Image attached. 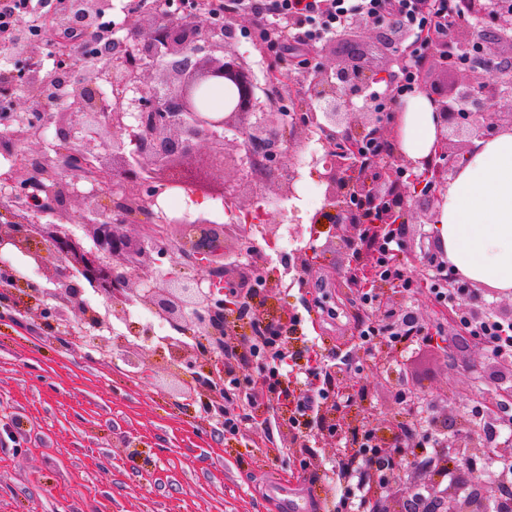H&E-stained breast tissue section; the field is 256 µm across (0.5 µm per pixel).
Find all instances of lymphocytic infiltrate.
<instances>
[{
    "label": "lymphocytic infiltrate",
    "mask_w": 512,
    "mask_h": 512,
    "mask_svg": "<svg viewBox=\"0 0 512 512\" xmlns=\"http://www.w3.org/2000/svg\"><path fill=\"white\" fill-rule=\"evenodd\" d=\"M458 0H265L257 5L256 0H206V8L214 19H223L225 13L261 12L268 23L294 17L299 26L289 41H273L271 48L278 57L291 54L294 46L307 42L319 43L328 36L361 18L382 21L396 17L413 39L405 48V60L399 69V81L393 98L377 97L380 111H390L393 100L415 92L418 84L420 65L429 49L435 43L444 41L456 22ZM33 0H0V46L10 43L15 30L21 23H28L33 36H40L41 23L33 10ZM246 351L255 360L257 371L264 379L263 389L242 388L239 380H229L225 398H232L234 390H243L251 407L250 413L239 414L232 406L224 408V430L238 431L247 420H256L257 409L265 402L287 398L288 392L281 386L280 375L286 364L288 349L272 328H255L247 337ZM414 439H406L403 446L383 451L374 444L371 433H364L356 440V448L341 469L356 478L358 488L369 486L373 477L383 475L396 465L397 458L413 453Z\"/></svg>",
    "instance_id": "obj_1"
}]
</instances>
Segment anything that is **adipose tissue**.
Masks as SVG:
<instances>
[{
    "mask_svg": "<svg viewBox=\"0 0 512 512\" xmlns=\"http://www.w3.org/2000/svg\"><path fill=\"white\" fill-rule=\"evenodd\" d=\"M436 132L431 100L419 92L406 98L403 153L413 160L429 157ZM434 230L456 274L512 294V131L474 140L468 161L448 185Z\"/></svg>",
    "mask_w": 512,
    "mask_h": 512,
    "instance_id": "adipose-tissue-1",
    "label": "adipose tissue"
}]
</instances>
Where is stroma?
<instances>
[{"label":"stroma","instance_id":"35a3bbf8","mask_svg":"<svg viewBox=\"0 0 512 512\" xmlns=\"http://www.w3.org/2000/svg\"><path fill=\"white\" fill-rule=\"evenodd\" d=\"M258 21L240 16L231 47L261 85L274 54L257 35ZM322 153L315 138L297 130L287 159L302 155L306 162L298 168L295 197H283L280 174L264 180L259 195L267 217L286 230L272 250L260 228L250 237L264 253L262 273L280 285L259 289L252 322L233 330L251 334L253 322L288 310L294 320L284 337L288 365L281 380L296 396L310 394L306 358L319 354L345 399L335 432L316 425L313 410L312 427L286 426L274 401L263 413L265 425L229 435L222 415L204 413L192 393L174 391L166 373L129 375L123 336L134 331L144 338L142 356L152 364L159 359L155 337L173 333L148 307H132L127 321L112 320L104 342L47 332L34 313L22 310L0 317V421L13 426L12 434L0 436V512H336L340 499L356 491L355 481L339 471L353 421L367 415L405 423L433 419L444 434L458 415L476 418L473 387L512 382V372L496 370L490 347L467 339L453 342L452 357L434 350L418 382L401 366L402 348L362 343L360 325L382 315L358 297H343L337 286L343 229L308 163ZM311 241L319 253L304 270L297 256ZM403 389L420 392L421 403H401ZM433 454L422 447L397 462L386 475L388 491L411 497L434 481L448 485L446 475L418 468Z\"/></svg>","mask_w":512,"mask_h":512}]
</instances>
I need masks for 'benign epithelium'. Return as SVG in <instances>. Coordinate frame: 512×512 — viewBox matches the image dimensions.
I'll list each match as a JSON object with an SVG mask.
<instances>
[{
    "mask_svg": "<svg viewBox=\"0 0 512 512\" xmlns=\"http://www.w3.org/2000/svg\"><path fill=\"white\" fill-rule=\"evenodd\" d=\"M469 20L455 26L451 37L431 52L434 60H466L464 78L449 91L430 81L432 68L420 72L419 91L433 102L438 116L437 139L430 157L408 158L399 146L402 113L386 118L363 97L377 82L392 85L396 75L366 67L353 52L331 65L318 64L303 89L305 112L287 122L286 112H264L256 82L245 60L229 49L233 19L211 30L195 20L171 16L165 20L147 11L150 29L130 28V39L104 43L97 39L106 0H63L48 16L56 53L78 45L81 69H50L35 62L21 81L4 84L18 100H39L54 136L31 112L18 113L13 128L0 136V152L12 157L0 172V303L34 310L46 329L60 323L85 338L104 326V317L86 297L92 288L103 299L107 314L126 319L127 306L149 307L182 334L195 336L189 344L178 337L166 343V369L176 378H190L208 411L224 413V379L247 359L242 339L228 325L251 312L250 294L270 286L258 274L261 256L249 238V225L192 221H150L160 189L180 187L192 198L221 197L234 211L250 215L258 198L240 201L242 188L254 176H269L286 157L284 146L300 124L320 135L324 153L311 166L325 185L328 210L350 229L343 239L347 264L341 287L350 294L384 288L375 267L363 260L358 242L389 237L405 230L409 200L438 215L447 183L451 182L475 138H490L512 128V11L490 14V0H464ZM396 19L373 31L376 47L398 53L403 39ZM156 71L159 79L148 80ZM225 85L236 96L224 110L200 108L198 90ZM241 133L235 152L226 148L224 132ZM469 143L448 150V132ZM378 146L366 155L360 147ZM410 174L403 183L393 165ZM238 168L237 182L223 180L224 171ZM54 222L40 221L42 212ZM135 226L130 233L127 227ZM235 239L253 260L226 261L227 243ZM23 257L45 274L46 282L16 276L10 258ZM149 270L142 285L138 272ZM203 269L206 277L188 273ZM496 316L491 309H469L461 321L447 312L437 314L455 336L470 334V326ZM472 401L496 415L512 409V386L488 394L477 390ZM450 448H485L512 461V437L488 446L487 429L462 417L452 427ZM383 435L392 448L406 437L402 423L386 419ZM433 499L448 512H488L481 493L464 499L439 485ZM498 512H512V486H496Z\"/></svg>",
    "mask_w": 512,
    "mask_h": 512,
    "instance_id": "7a95c632",
    "label": "benign epithelium"
}]
</instances>
